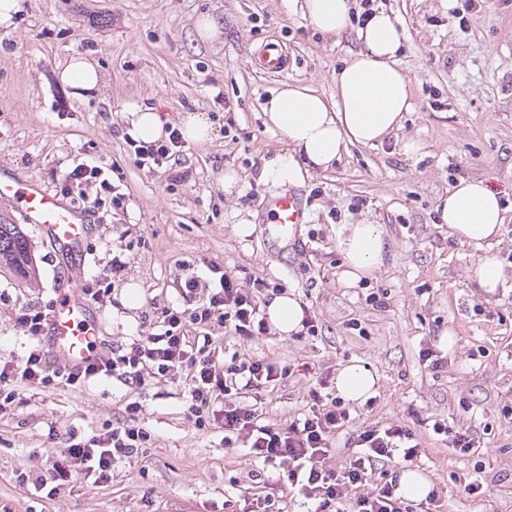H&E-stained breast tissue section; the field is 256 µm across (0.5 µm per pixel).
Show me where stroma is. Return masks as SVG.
I'll use <instances>...</instances> for the list:
<instances>
[{"label": "stroma", "mask_w": 512, "mask_h": 512, "mask_svg": "<svg viewBox=\"0 0 512 512\" xmlns=\"http://www.w3.org/2000/svg\"><path fill=\"white\" fill-rule=\"evenodd\" d=\"M463 3L376 0L403 28L399 59L414 110L398 135L350 146L330 170L309 171L294 187L308 222L297 240L277 242L264 207L274 187L260 174L288 143L265 126L261 104L286 82L330 96L337 68L358 46L355 29L321 33L297 0H20L13 23L0 26V171L53 191L77 161L93 156L119 169L126 202L112 223L90 219L79 258L25 225L38 274L23 282L0 272V359L22 358L32 346L14 322L19 306L56 300L62 279L84 284L110 265L117 242L128 250L113 299L90 306L104 353L153 333L158 308L181 304L183 262L213 260L243 287L262 278L293 293L314 320V332L298 336L213 330L225 361L287 367V378L258 402L266 423L287 427L319 381H334L350 360L365 361L379 377L377 393L349 406L328 467L345 463L351 437L364 428L399 425L423 453L379 462L386 480L407 467L419 471L435 495L432 512H512V291L485 299L469 277L479 249L449 238L438 211L458 181L488 178L505 209L494 252L512 272V0H475L466 14ZM204 16L218 29L205 42L196 34ZM268 44L283 49V74L260 69ZM76 55L101 71L100 92L86 102L58 77ZM137 107L204 113L212 137L186 143L166 170L146 172L126 144L124 114ZM409 137L424 142L423 156L400 154ZM230 172L236 180L228 186ZM243 223L252 228L245 237ZM359 223L384 227L389 257L351 287L336 228ZM131 287L139 294L133 308ZM427 346L439 368L422 360ZM132 401L143 406L150 439L110 483L34 489L68 438L116 425ZM185 407L179 383L151 376L138 384L105 378L81 388L18 386L0 414V512H251L253 493L265 487L286 512H307L283 467L226 444L219 426L197 429ZM437 422L470 434L475 448L449 447L433 430ZM476 477L487 493L466 492Z\"/></svg>", "instance_id": "stroma-1"}]
</instances>
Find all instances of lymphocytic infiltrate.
<instances>
[{"label":"lymphocytic infiltrate","instance_id":"f902f5d3","mask_svg":"<svg viewBox=\"0 0 512 512\" xmlns=\"http://www.w3.org/2000/svg\"><path fill=\"white\" fill-rule=\"evenodd\" d=\"M184 144L176 129L157 142H128L136 164L151 173L167 165ZM59 192L90 199L102 224L111 223L124 211L120 185L114 183L107 165L97 160L76 163L60 179ZM205 267L208 274L202 277L193 264H184L179 279L182 305L161 308L157 333L137 340L130 348L113 349L72 368L51 367L42 349L36 347L17 362L0 363V411L11 404L17 386L23 384L78 388L99 378L137 384L147 374L166 377L181 382L187 403L185 416L195 427L222 425L225 441L241 443L264 463L286 466L289 485L314 503V512H341L346 504L352 512H409L393 483L376 486L367 495L359 492L376 463L391 459L395 451H402L407 460L421 456L422 450L408 429L390 426L359 431L352 439L354 452L343 468L335 470L327 467L325 460L333 436L349 415L324 387L310 390L307 413L285 428L262 423L257 407L239 405L240 395L260 396L265 388L287 377L288 370L263 359L224 364L209 331L221 326L246 337L267 332L263 305L270 284L257 279L246 289L222 265L209 261ZM141 412L140 403H129L117 426L69 444L62 462L53 465L50 481L111 482L114 472L149 439L140 423Z\"/></svg>","mask_w":512,"mask_h":512}]
</instances>
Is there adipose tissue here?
I'll use <instances>...</instances> for the list:
<instances>
[{"label":"adipose tissue","instance_id":"1","mask_svg":"<svg viewBox=\"0 0 512 512\" xmlns=\"http://www.w3.org/2000/svg\"><path fill=\"white\" fill-rule=\"evenodd\" d=\"M301 9L326 34L342 33L352 23L350 0H302ZM357 38L361 48L337 70L331 98L306 85L285 83L264 102L266 126L279 131L289 144L263 169L264 182L275 186L301 183L309 168L330 169L348 145L383 143L412 111L410 81L399 63L402 32L396 17L375 10L358 28ZM59 78L82 101L99 90V72L82 56L69 59ZM441 219L450 237L483 248L471 272L478 288L493 295L505 287L511 277L490 250L504 220L499 191L481 178L460 180L442 204ZM336 245L349 284L384 266L388 243L381 225H340ZM266 312L279 333L296 334L303 328L304 308L291 294L274 296ZM376 384L375 373L359 360L336 373V394L351 404L365 403L375 394Z\"/></svg>","mask_w":512,"mask_h":512}]
</instances>
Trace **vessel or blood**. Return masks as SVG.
I'll list each match as a JSON object with an SVG mask.
<instances>
[{"instance_id": "obj_1", "label": "vessel or blood", "mask_w": 512, "mask_h": 512, "mask_svg": "<svg viewBox=\"0 0 512 512\" xmlns=\"http://www.w3.org/2000/svg\"><path fill=\"white\" fill-rule=\"evenodd\" d=\"M0 200L14 203L24 221L38 225L51 243L79 252L88 235L80 210L48 192L35 180L18 181L0 174ZM265 207L278 232L292 238L306 216L299 198L292 193H272ZM59 299L48 317L49 339L56 355L68 365H78L97 356L91 345L97 328L88 316L89 301L77 284L64 281L57 288Z\"/></svg>"}]
</instances>
